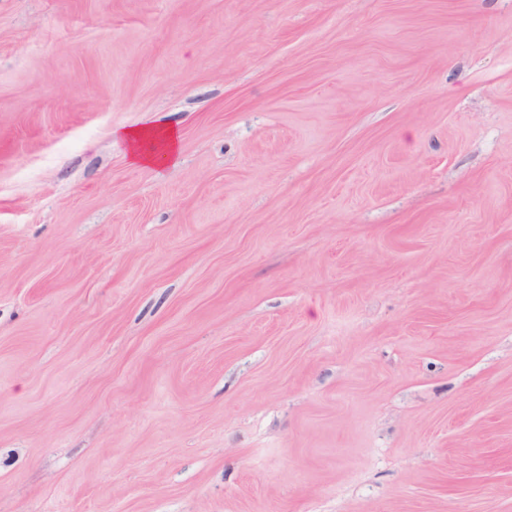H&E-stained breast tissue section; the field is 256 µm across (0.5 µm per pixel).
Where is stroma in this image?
Listing matches in <instances>:
<instances>
[{"label": "stroma", "instance_id": "35a3bbf8", "mask_svg": "<svg viewBox=\"0 0 512 512\" xmlns=\"http://www.w3.org/2000/svg\"><path fill=\"white\" fill-rule=\"evenodd\" d=\"M0 512H512V0H0ZM117 136L125 142L135 166L162 171L177 163L179 138L173 127L148 124L122 130Z\"/></svg>", "mask_w": 512, "mask_h": 512}]
</instances>
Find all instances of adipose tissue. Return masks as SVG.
<instances>
[{
  "mask_svg": "<svg viewBox=\"0 0 512 512\" xmlns=\"http://www.w3.org/2000/svg\"><path fill=\"white\" fill-rule=\"evenodd\" d=\"M133 165L158 171L174 166L179 156V138L172 127L148 124L122 130L119 134Z\"/></svg>",
  "mask_w": 512,
  "mask_h": 512,
  "instance_id": "1",
  "label": "adipose tissue"
}]
</instances>
